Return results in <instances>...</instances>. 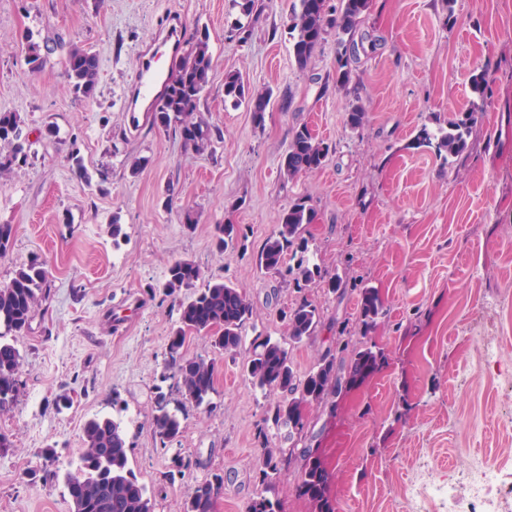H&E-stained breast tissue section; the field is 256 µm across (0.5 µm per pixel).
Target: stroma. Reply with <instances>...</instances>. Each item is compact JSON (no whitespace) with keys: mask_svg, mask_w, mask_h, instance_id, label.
<instances>
[{"mask_svg":"<svg viewBox=\"0 0 512 512\" xmlns=\"http://www.w3.org/2000/svg\"><path fill=\"white\" fill-rule=\"evenodd\" d=\"M298 0H267L245 33L237 0H0V111L19 113L26 164L0 175V224L14 235L0 283L20 263L44 262L51 296L20 336V393L0 413L12 446L0 453V512H71L64 476L79 464L90 417L121 420L129 463L153 512H183L196 482L221 475L215 512H247L256 491L258 429L271 398L243 372V355H218L209 407L186 399L167 364L179 296L160 286L172 261L202 272L197 288L224 280L252 306L247 339H287L282 309L312 300L323 319L291 346L298 373L312 369L342 332L358 335L357 293L377 289L383 312L369 335L387 365L339 401L335 418L305 405L312 446L333 474L335 512H407L417 476L444 484L474 459H512V0H372L354 35L351 82L336 86L335 34L299 69L290 28ZM177 27L208 39L213 79L196 118L224 138L196 150L141 122L130 130L125 96L143 50ZM48 43L41 72L25 63L26 36ZM99 57L93 98L76 96L64 63L72 46ZM270 89L263 124L224 100V74ZM485 77L484 96L471 80ZM365 109L361 129L345 114ZM481 113L461 155L419 143L466 111ZM307 125L330 147L323 166L280 174L292 128ZM78 150L87 178L69 162ZM314 212L284 273L257 255L294 202ZM121 237H113V224ZM238 235L217 249L213 227ZM319 265L340 276L297 288L290 269ZM500 337L484 367L482 340ZM410 411L397 416L403 403ZM168 412L182 435L162 441ZM54 449L45 458L44 449ZM191 460L171 475L175 457ZM155 432L164 439H174L183 432V426L179 418L175 415L163 413L154 419Z\"/></svg>","mask_w":512,"mask_h":512,"instance_id":"35a3bbf8","label":"stroma"}]
</instances>
